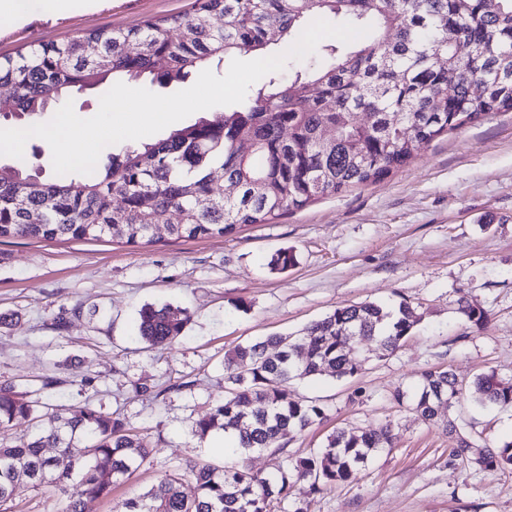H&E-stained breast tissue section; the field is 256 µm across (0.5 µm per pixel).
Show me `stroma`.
I'll return each instance as SVG.
<instances>
[{"mask_svg":"<svg viewBox=\"0 0 512 512\" xmlns=\"http://www.w3.org/2000/svg\"><path fill=\"white\" fill-rule=\"evenodd\" d=\"M193 0H78L59 17L31 12L0 24V56L98 29H130L188 12ZM296 263L270 262L281 250ZM488 316L467 325L457 301ZM407 301L421 314L400 348L370 354L356 376L295 379L293 398L325 408L323 424L284 439L296 460L335 428L392 424L391 451L348 484L308 498V512H512V472L455 468L458 437L512 438V409L480 405L469 386L495 371L512 378V112H494L441 135L382 179L283 212L268 224L198 239L0 240V385L40 405L117 413L146 437L150 455L88 512H113L188 462L224 466V436L193 435L224 399V354L271 335H300L336 307ZM170 305L190 315L165 348L136 338L140 309ZM452 370L465 390L451 413L456 434L398 405L422 372ZM52 488L22 484L7 512H64Z\"/></svg>","mask_w":512,"mask_h":512,"instance_id":"obj_1","label":"stroma"}]
</instances>
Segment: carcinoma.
<instances>
[{
    "mask_svg": "<svg viewBox=\"0 0 512 512\" xmlns=\"http://www.w3.org/2000/svg\"><path fill=\"white\" fill-rule=\"evenodd\" d=\"M317 14L367 23L370 35L344 48L328 45L321 58L286 82L271 74L245 100L141 148L107 154L91 174L42 177L40 166H0V239L150 241V224L179 209L176 239L225 235L241 226L268 224L282 212L378 180L405 165L443 133L492 112H512V0H194L190 12L132 29L95 30L67 41L39 44L0 57V85L14 92L15 112L40 122L43 113L114 74H145L179 83L226 56L261 55L268 26L290 43ZM95 51L88 53L85 45ZM467 46L469 54L459 49ZM457 74L448 96V73ZM485 86L481 98L472 84ZM366 124H355L358 113ZM335 138L322 139L325 127ZM256 142L254 155L238 154L240 140ZM465 322H487L484 310L458 302ZM190 317L168 305L141 310L138 333L149 347L183 336ZM407 302L340 306L309 323L296 337L273 335L237 345L224 355V401L196 421L193 435L233 433L239 451L282 450L281 441L326 418L323 407L292 399L288 381L326 374H358L368 357L393 354L420 322ZM482 404L512 407V380L495 371L472 382ZM462 385L449 369L423 372L414 410L438 421L451 410ZM35 423L34 432L0 444V507L15 487H54L67 498L65 512H85L86 502L112 487L149 455V442L124 420L90 407L43 411L11 386H0V429ZM387 424L357 433L338 428L307 458L253 472L239 464L191 462L194 494L182 475L168 473L147 492L124 499L116 512H307L292 487L314 495L350 483L361 467L393 448ZM56 448L48 456L43 449ZM472 462L512 470V440L495 446L461 438L448 464Z\"/></svg>",
    "mask_w": 512,
    "mask_h": 512,
    "instance_id": "cac0c4a2",
    "label": "carcinoma"
}]
</instances>
